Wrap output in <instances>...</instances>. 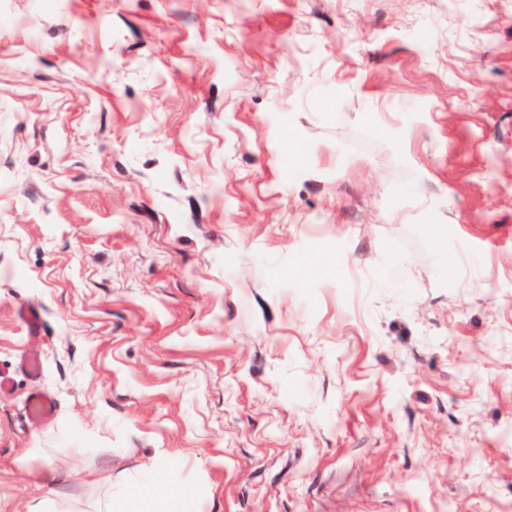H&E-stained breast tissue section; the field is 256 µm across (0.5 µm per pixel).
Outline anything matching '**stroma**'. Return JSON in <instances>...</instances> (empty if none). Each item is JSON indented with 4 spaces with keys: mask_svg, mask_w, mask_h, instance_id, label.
Returning a JSON list of instances; mask_svg holds the SVG:
<instances>
[{
    "mask_svg": "<svg viewBox=\"0 0 512 512\" xmlns=\"http://www.w3.org/2000/svg\"><path fill=\"white\" fill-rule=\"evenodd\" d=\"M0 367V512H512V0H0ZM26 404L29 416L35 419L45 418L51 415L55 409L54 401L41 392L29 393ZM193 495V489L178 478L174 464L161 461L148 469L141 482L118 496L112 494L111 483L103 502L81 512H181L180 504ZM37 479L45 493L29 501L27 512H70L71 510L51 511L54 504L56 488L64 480L63 475L50 463L44 464L37 474Z\"/></svg>",
    "mask_w": 512,
    "mask_h": 512,
    "instance_id": "1",
    "label": "stroma"
}]
</instances>
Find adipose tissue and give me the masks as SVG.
Segmentation results:
<instances>
[{
    "label": "adipose tissue",
    "mask_w": 512,
    "mask_h": 512,
    "mask_svg": "<svg viewBox=\"0 0 512 512\" xmlns=\"http://www.w3.org/2000/svg\"><path fill=\"white\" fill-rule=\"evenodd\" d=\"M193 495L192 488L178 478L174 464L161 461L148 469L141 482L119 495H107L90 512H181V503Z\"/></svg>",
    "instance_id": "1"
}]
</instances>
